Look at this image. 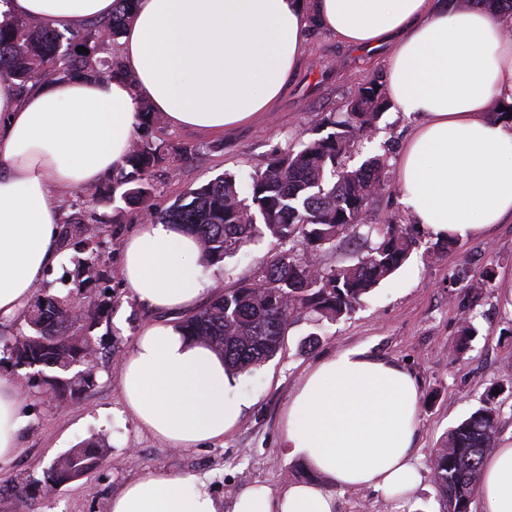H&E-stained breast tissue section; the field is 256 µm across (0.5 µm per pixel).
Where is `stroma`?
<instances>
[{
	"label": "stroma",
	"instance_id": "1",
	"mask_svg": "<svg viewBox=\"0 0 512 512\" xmlns=\"http://www.w3.org/2000/svg\"><path fill=\"white\" fill-rule=\"evenodd\" d=\"M306 55L286 85L275 111L224 134L168 128L155 119L149 136L187 151L178 172H152L155 203L167 205L190 187L226 172L244 177L265 168L277 152L299 138H310L323 114L345 112L358 87L384 73L392 44L366 50L341 45L324 30L309 29ZM420 121L419 115L389 104L373 132L357 142L349 165L381 156L396 168L400 149ZM401 188L391 180L376 196L368 221L401 224L416 241L409 258L364 297L349 315L329 323L294 321L279 352L248 372L242 390L253 404L239 426L223 440L196 448H173L144 430L124 412L118 385L120 363L141 328L161 319V312L130 300L121 274V245L139 224L136 208L99 191L78 190L63 201L64 213H78L92 230L101 231L100 262L112 276L114 297L95 331L96 385L80 400L57 404L40 382L19 384L18 452L0 463V512H110L113 495L129 481L151 471L190 474L205 484L221 512H229L236 494L261 483L273 491L308 479L309 473L282 446L281 418L303 372L318 359L362 347L399 363L418 379L422 390L417 464L420 485L407 501H388L368 490L337 491L339 512H440L428 459L449 429L493 397L500 409L498 434H512V302L500 288L512 280V220L481 237L438 250L399 203ZM280 245L264 237L202 273L211 292L236 287L252 268ZM494 278L482 279L485 268ZM459 273L456 287L448 277ZM475 316L477 333L460 345L463 320ZM92 440L107 445L101 466L49 495L25 496L26 484L43 480L49 463L72 446Z\"/></svg>",
	"mask_w": 512,
	"mask_h": 512
}]
</instances>
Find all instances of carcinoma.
I'll return each instance as SVG.
<instances>
[{"instance_id":"obj_1","label":"carcinoma","mask_w":512,"mask_h":512,"mask_svg":"<svg viewBox=\"0 0 512 512\" xmlns=\"http://www.w3.org/2000/svg\"><path fill=\"white\" fill-rule=\"evenodd\" d=\"M134 7L135 0H114L112 16L104 21L110 39L120 37ZM100 44L96 28L65 35L45 25L32 28L5 17L0 21V77L15 81L24 91L28 84L40 81V66L56 76L121 73L112 59L102 61L99 69L92 65ZM79 46L89 53L77 52ZM386 107L383 82L375 75L357 89L343 119L332 113L323 116L314 128L318 136L300 141L299 149L272 159L243 183L224 173L189 188L166 208L153 202L151 172L161 164L176 170L185 156L163 141L139 138L129 150L125 168L103 183L101 196L108 199L124 188L123 200L138 206L141 220L191 229L198 238L203 267L267 234L284 243L302 239V255L276 253L256 265L237 287L215 295L207 306L181 320L187 335L224 356L226 368L245 372L271 359L294 319L335 321L349 314L416 245L400 224L370 226L367 235H376V242L356 263L314 273L307 262L308 255L356 233L373 198L387 187L383 159L370 158L357 167L344 162ZM95 239L78 219L70 215L64 220L61 249L74 250L73 260L87 275L74 285L76 291L112 280L99 268ZM85 299V312L76 319L69 311V296H37L24 311L27 331L13 335L9 345L13 365L33 370L32 376L61 404L80 399L96 385L98 347L93 331L105 315L107 302L90 294ZM498 418L499 408L487 399L435 449L440 512H448L452 502L458 506L456 512H470L482 459L495 445ZM103 456V448L92 443L69 449L49 466L40 490L88 475Z\"/></svg>"}]
</instances>
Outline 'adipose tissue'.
Instances as JSON below:
<instances>
[{"label": "adipose tissue", "mask_w": 512, "mask_h": 512, "mask_svg": "<svg viewBox=\"0 0 512 512\" xmlns=\"http://www.w3.org/2000/svg\"><path fill=\"white\" fill-rule=\"evenodd\" d=\"M113 0H0V12L61 31L107 20ZM317 26L341 43L393 41L385 87L421 121L398 162L402 202L434 239L466 240L512 218V128L492 118L512 102V37L480 0H138L121 38V74L57 77L18 92L0 78V318H16L59 260L60 201L120 168L149 102L178 130L221 133L273 111ZM123 286L160 312L197 306L195 236L138 225L121 247ZM240 375L178 323L145 325L122 358L123 405L174 448L218 441L251 401ZM421 388L402 366L347 348L319 360L288 401L283 446L312 472L280 493L245 487L231 512H337L333 488L412 497ZM19 394L0 377V462L17 451ZM487 512H512V438L482 463ZM110 512H219L191 475L152 472L128 482Z\"/></svg>", "instance_id": "adipose-tissue-1"}]
</instances>
